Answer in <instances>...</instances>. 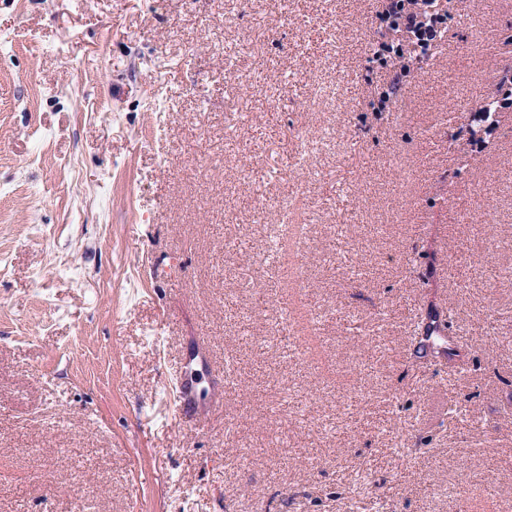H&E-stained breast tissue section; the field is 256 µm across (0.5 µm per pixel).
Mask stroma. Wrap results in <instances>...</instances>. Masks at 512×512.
Segmentation results:
<instances>
[{"label": "stroma", "instance_id": "stroma-1", "mask_svg": "<svg viewBox=\"0 0 512 512\" xmlns=\"http://www.w3.org/2000/svg\"><path fill=\"white\" fill-rule=\"evenodd\" d=\"M449 9L476 29L393 114L375 0H0V512H350L364 468L386 512H512V118L437 133L512 61V0ZM325 124L314 183L290 159ZM260 193L314 225L301 287ZM431 300L461 379L408 357ZM200 343L244 369L191 429L173 386Z\"/></svg>", "mask_w": 512, "mask_h": 512}]
</instances>
